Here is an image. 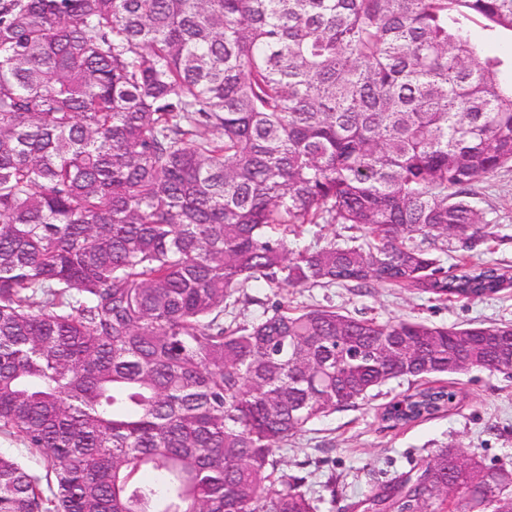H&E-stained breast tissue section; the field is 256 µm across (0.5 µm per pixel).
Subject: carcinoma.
I'll use <instances>...</instances> for the list:
<instances>
[{
	"instance_id": "1",
	"label": "carcinoma",
	"mask_w": 512,
	"mask_h": 512,
	"mask_svg": "<svg viewBox=\"0 0 512 512\" xmlns=\"http://www.w3.org/2000/svg\"><path fill=\"white\" fill-rule=\"evenodd\" d=\"M476 18L512 33V0H0V431L45 471L0 452V512H316L273 459L309 422L461 360L512 375V324L224 323L261 281L504 287L424 246L488 236L472 187L512 165V56ZM321 223L365 242L276 235ZM455 457L355 507L512 512V474ZM346 224H297L288 229L286 236L288 247L294 250L317 249L331 241L343 244L351 242L352 237H357V243H361V232L347 229ZM293 230V231H290ZM0 452L19 457L31 471L44 475L41 456L27 448L21 438L0 433Z\"/></svg>"
}]
</instances>
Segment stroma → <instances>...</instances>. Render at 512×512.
<instances>
[{"label": "stroma", "instance_id": "35a3bbf8", "mask_svg": "<svg viewBox=\"0 0 512 512\" xmlns=\"http://www.w3.org/2000/svg\"><path fill=\"white\" fill-rule=\"evenodd\" d=\"M474 200L492 235L474 249L455 235L431 242L445 270L478 260L512 276V168L473 187ZM354 230L341 224H298L288 232L294 250L350 242ZM290 307L326 306L384 323L406 318L437 326L512 324V285L489 298L437 300L414 288L350 286L288 288L257 282L234 308L237 322L249 323L279 302ZM456 391L458 405L437 417L396 427L382 421L390 401L427 387ZM450 448L484 465L512 472V378L483 369L408 383L394 380L368 404L329 413L310 424L274 454L278 470L297 479L301 491L317 499V512H350L355 501L420 465L435 449Z\"/></svg>", "mask_w": 512, "mask_h": 512}]
</instances>
